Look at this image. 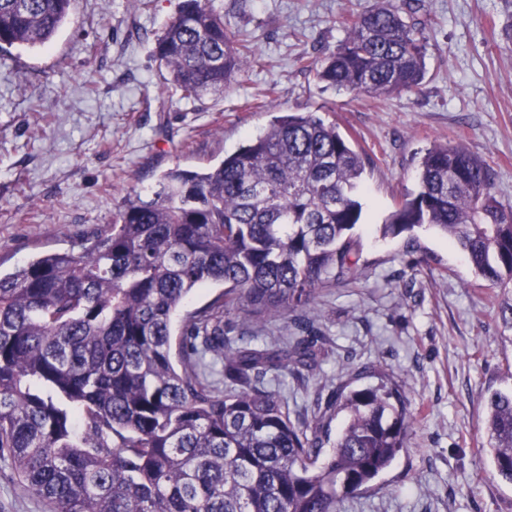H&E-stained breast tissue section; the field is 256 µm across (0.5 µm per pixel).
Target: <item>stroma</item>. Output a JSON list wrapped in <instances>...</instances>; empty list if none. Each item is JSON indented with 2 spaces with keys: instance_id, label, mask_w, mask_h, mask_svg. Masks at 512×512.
<instances>
[{
  "instance_id": "35a3bbf8",
  "label": "stroma",
  "mask_w": 512,
  "mask_h": 512,
  "mask_svg": "<svg viewBox=\"0 0 512 512\" xmlns=\"http://www.w3.org/2000/svg\"><path fill=\"white\" fill-rule=\"evenodd\" d=\"M374 0H216L259 60L223 94L182 99L154 58L155 39L181 0H76L46 48L0 58V271L39 252L66 251L108 224L130 191L148 192L174 167L219 164L278 116L313 112L336 123L365 158L361 275L304 311L320 364L280 388L292 417L322 413L352 370L358 387L395 381L415 416L408 447L349 512H512V484L482 450V397L512 389V327L499 316L512 288H491L461 250L429 227L382 236L417 193L434 143H462L487 160L494 192L512 205V23L503 0H422L431 25L419 89L357 95L320 83L315 59L345 36L341 21ZM278 94L256 107L269 85ZM290 317L256 325L229 315V338L260 347ZM0 512H49L0 468Z\"/></svg>"
}]
</instances>
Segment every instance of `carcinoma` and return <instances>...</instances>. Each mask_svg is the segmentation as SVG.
Listing matches in <instances>:
<instances>
[{"label":"carcinoma","mask_w":512,"mask_h":512,"mask_svg":"<svg viewBox=\"0 0 512 512\" xmlns=\"http://www.w3.org/2000/svg\"><path fill=\"white\" fill-rule=\"evenodd\" d=\"M75 2L0 0V51L48 46ZM402 10L376 0L301 67L356 93L418 89L429 26ZM153 54L194 100L256 61L214 0H183ZM364 170L336 124L288 113L219 165L171 168L150 196L127 194L112 223L74 248L0 274V463L52 512H343L407 448L404 391L393 381L341 384L322 416L304 422L265 378L317 364L301 312L357 279ZM418 178L383 235L426 224L489 287L512 286V207L496 198L487 161L436 143ZM210 283L224 292L186 315L173 346L177 309ZM232 313L291 315L296 333L240 346L224 333ZM482 401L486 448L511 483L512 392L488 390ZM339 412L345 425L332 442Z\"/></svg>","instance_id":"obj_1"}]
</instances>
